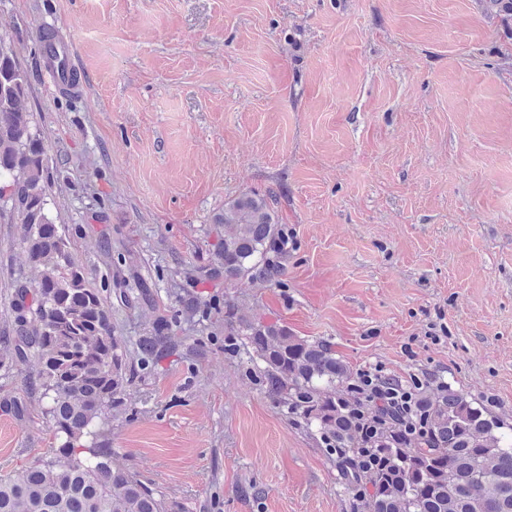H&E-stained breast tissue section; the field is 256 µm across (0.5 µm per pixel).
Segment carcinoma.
<instances>
[{
  "label": "carcinoma",
  "instance_id": "obj_1",
  "mask_svg": "<svg viewBox=\"0 0 512 512\" xmlns=\"http://www.w3.org/2000/svg\"><path fill=\"white\" fill-rule=\"evenodd\" d=\"M512 40V0H484ZM29 77L14 55L0 54V187L23 225L21 242L34 276L39 325H26L25 288L13 304L15 335L6 351L42 365L45 414L65 460L35 464L0 478V512H166V503L129 469L112 461L98 422L118 406L127 364L112 331L110 308L51 217L44 181L46 147L28 108ZM218 253L224 283L279 285L288 257V226L271 194L245 193L224 204ZM128 304L155 309L139 280ZM230 335L242 336L261 361L266 388L336 452L338 477L364 512H512V442L503 423L467 394L443 385L413 394L414 429L403 433L383 407L357 396V375L322 341L259 322L224 301ZM180 342L157 314L139 339L143 361L177 353Z\"/></svg>",
  "mask_w": 512,
  "mask_h": 512
}]
</instances>
